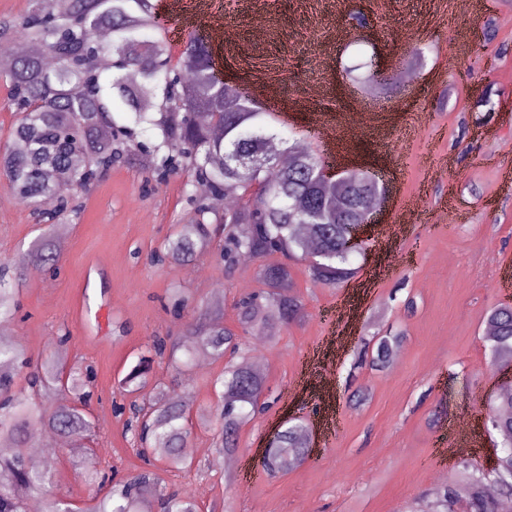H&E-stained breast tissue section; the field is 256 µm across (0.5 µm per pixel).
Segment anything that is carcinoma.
Segmentation results:
<instances>
[{
    "mask_svg": "<svg viewBox=\"0 0 512 512\" xmlns=\"http://www.w3.org/2000/svg\"><path fill=\"white\" fill-rule=\"evenodd\" d=\"M107 27L112 39H95ZM18 39L36 43L41 53L23 55L0 72L8 88V105L17 118L9 144L0 149V176L23 201L52 197L54 216L78 214L73 205L112 165L144 146L142 133L151 129L148 146L152 173L162 181L184 172L186 185L203 183L209 195L186 191L190 219L168 238L164 256L175 262L191 259L211 243H218L224 271H231L239 254L257 250L266 258L280 253L308 259L312 276L335 286L352 277V252L347 247L351 228L364 221L383 187L364 168L343 171L334 182L321 176L324 161L303 138H288L275 127L273 114L257 105L244 87L215 81L214 56L205 37L190 34L179 55L157 21L154 0H31L30 10L0 21V51ZM90 53L111 60L107 71L88 70ZM364 81L395 89L393 72L375 75L367 64ZM127 114L119 123L113 113ZM209 117L206 125L196 113ZM294 155L284 167L279 151ZM263 153L268 168L258 174L230 164L236 153ZM233 190L251 208L246 219L238 208L217 213L210 198ZM58 257L51 235L8 266H0V322L11 320L18 308L14 281L31 270H56ZM264 288L236 302L237 321L244 333L269 338L300 320V297L284 284L291 279L286 263L265 265L260 272ZM486 323L493 334L484 337L494 365L512 363V305L492 308ZM403 338L372 336L363 341L360 364L374 370L389 366ZM156 356H168L176 367L192 363L200 354L224 361L214 380L222 388L217 404L219 438L224 455L238 446V428L245 417L263 408L265 384L254 373L241 348L238 333L224 327L217 313L193 316L179 339L156 337L149 346ZM29 394L22 398L16 381L23 369ZM90 369L67 367L60 356L49 355L31 364L24 348L12 336L0 335V512H26L20 490L38 492L43 512H72L70 503L53 490L51 467L28 464L26 438L36 429L80 440L93 426L86 418V382ZM149 388L143 367L135 365L120 381V389L142 394L119 411H129L127 430L140 447L145 467L123 477L114 469L102 474L94 497L84 512H198L194 497L169 489L159 470L183 469L191 462L181 449L188 446L191 404L171 401L158 387ZM64 390L79 401L50 409L44 401L52 391ZM491 427L499 439L504 465L484 473L473 463L459 464L457 478L433 491L428 512H506L512 505V385L502 386L491 401ZM302 421L290 422L265 450L263 470L276 476L302 462L310 444ZM497 494H488V486Z\"/></svg>",
    "mask_w": 512,
    "mask_h": 512,
    "instance_id": "carcinoma-1",
    "label": "carcinoma"
}]
</instances>
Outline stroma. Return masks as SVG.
Wrapping results in <instances>:
<instances>
[{"instance_id":"1","label":"stroma","mask_w":512,"mask_h":512,"mask_svg":"<svg viewBox=\"0 0 512 512\" xmlns=\"http://www.w3.org/2000/svg\"><path fill=\"white\" fill-rule=\"evenodd\" d=\"M224 19L251 45L243 57L212 42L224 78L247 89L276 87L267 106L282 130L341 132L334 165L368 166L387 188L378 224L368 231L357 275L332 288L314 281L306 262L289 266L306 316L275 339L244 335L260 349L268 408L242 421L231 460L214 450L208 413L224 364L176 369L168 358L151 365L170 399L193 398L189 428L193 466L165 472L169 487L189 490L199 512H423L436 484L431 462L451 465L468 448L489 468L497 454L486 430L488 403L504 370L492 365L484 342L488 311L512 284V0H224ZM368 14L372 29L358 42L348 23ZM492 21L495 36L481 27ZM376 59L413 70L393 93L352 83L347 67ZM491 92L495 109L479 105ZM0 178V263L42 233L44 203H8ZM79 218L60 220L66 243L58 269L16 285L18 320L7 328L32 361L50 353L51 336L69 331L67 363L92 365L96 378L89 412L95 452L71 448L58 435L42 437L57 491L76 512L97 490L94 477L143 465L118 407L127 398L119 380L155 336L182 335L187 314L174 311L180 291L192 306L224 311L236 328V300L258 291L259 259L225 274L214 249L190 263L157 261L165 240L187 217L181 175L157 182L143 164H118L80 195ZM107 284L112 304L87 302L86 277ZM415 301L407 310V301ZM356 333L344 349L322 346L330 323ZM405 330L401 358L387 370L356 367L363 338ZM333 366L330 395L306 384L310 358ZM367 401L353 406L355 389ZM318 425L313 456L287 473L266 476L260 460L274 432L292 418ZM468 420L458 434L454 424Z\"/></svg>"}]
</instances>
